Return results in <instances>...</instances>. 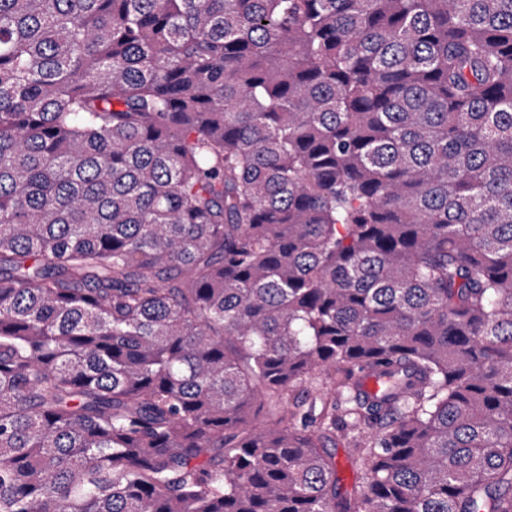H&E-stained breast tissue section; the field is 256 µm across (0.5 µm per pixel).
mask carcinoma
<instances>
[{
	"label": "carcinoma",
	"mask_w": 512,
	"mask_h": 512,
	"mask_svg": "<svg viewBox=\"0 0 512 512\" xmlns=\"http://www.w3.org/2000/svg\"><path fill=\"white\" fill-rule=\"evenodd\" d=\"M0 512H512V0H0Z\"/></svg>",
	"instance_id": "cac0c4a2"
}]
</instances>
